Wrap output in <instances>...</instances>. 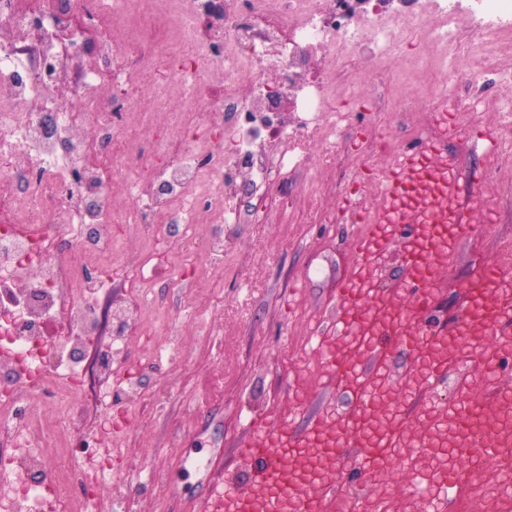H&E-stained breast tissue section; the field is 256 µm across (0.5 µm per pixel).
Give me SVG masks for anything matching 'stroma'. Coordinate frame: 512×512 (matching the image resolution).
Returning <instances> with one entry per match:
<instances>
[{
	"label": "stroma",
	"mask_w": 512,
	"mask_h": 512,
	"mask_svg": "<svg viewBox=\"0 0 512 512\" xmlns=\"http://www.w3.org/2000/svg\"><path fill=\"white\" fill-rule=\"evenodd\" d=\"M439 82L415 72L405 100L408 112L422 119L425 135L447 144L449 162L487 170L464 131L498 126L512 103V83L482 81L464 91L449 90L447 109L438 112L419 91ZM340 109L345 133L336 155L325 165L322 147H312L306 174L288 181L296 200L307 180L320 183L325 193L319 206L327 213L336 211L343 189L363 164L387 169L391 145L408 146L415 137L403 118L384 121L379 98L355 96ZM490 197V223L451 246L448 267L435 280L432 313L452 333L478 262L489 257L512 265V174ZM350 235L349 225L321 219L240 224L234 230L236 259L221 268L169 243V257L159 263L155 300L177 315L176 330L167 340L141 328L130 338L128 356L145 374V406L122 433L127 451L112 465L97 512H114L113 494L124 484L131 490L122 512H195L200 475L185 469V458H208L213 472L231 476L239 466L237 450L250 437L244 427L248 416L279 411L298 432L307 417L330 408L346 412L350 394L333 388L325 361L314 359L304 343L311 336L337 339L329 331L330 314L337 281L354 267ZM189 306L199 308V315L181 319ZM165 341L179 353L175 366L152 362L154 348ZM297 376L307 379L309 390H285V378ZM145 464L159 472L160 481L143 489L136 473Z\"/></svg>",
	"instance_id": "35a3bbf8"
}]
</instances>
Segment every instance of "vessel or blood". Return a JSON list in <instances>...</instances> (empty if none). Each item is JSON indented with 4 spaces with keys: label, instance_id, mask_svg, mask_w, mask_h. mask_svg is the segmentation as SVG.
<instances>
[{
    "label": "vessel or blood",
    "instance_id": "vessel-or-blood-1",
    "mask_svg": "<svg viewBox=\"0 0 512 512\" xmlns=\"http://www.w3.org/2000/svg\"><path fill=\"white\" fill-rule=\"evenodd\" d=\"M470 138L487 159H495L501 145L496 130L476 127ZM483 182L469 167H449L446 155L432 141L402 151L391 166L367 170L348 192L342 217L362 225L353 241L359 271L371 270L383 252L399 250L404 271L402 287L412 289L411 305L389 304L382 292H368L352 283L336 286V327L343 343L329 344L320 337L309 341L311 355L324 357L336 387L354 399L342 429L311 417L306 435L279 429L274 443L248 440L237 450L241 472L235 512H386L375 495L376 474L385 472L387 459L404 462L407 470L404 497L412 512H424L429 493L427 477L418 467L420 454L430 448L429 422L404 416L386 429L380 443L368 440L365 429L372 421L367 401L368 381L355 371L356 364L373 367L397 355L425 359L428 371L420 381L424 391L453 381L455 394L447 401L454 426L462 438V464L448 470L445 485L461 498L467 512H480L484 496L475 473L476 463L494 460L512 466V432L497 426L502 410L497 379L477 380L461 370L452 353L459 337L449 335L444 324L428 318L435 270L446 267L451 243L479 230L489 204ZM512 278V268L495 259L483 260L467 290L460 322L470 337L512 334V300L500 292ZM356 454L363 478L360 492L340 493L343 466ZM199 512H224V495L210 475L201 479Z\"/></svg>",
    "mask_w": 512,
    "mask_h": 512
}]
</instances>
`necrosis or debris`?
Segmentation results:
<instances>
[{"instance_id":"necrosis-or-debris-1","label":"necrosis or debris","mask_w":512,"mask_h":512,"mask_svg":"<svg viewBox=\"0 0 512 512\" xmlns=\"http://www.w3.org/2000/svg\"><path fill=\"white\" fill-rule=\"evenodd\" d=\"M207 4L0 0V512H93L111 462L97 436L73 434L75 409L106 392L142 410L127 340L173 323L151 298L156 237L132 253L114 225L163 216L165 237L189 245L207 218L194 244L222 265L234 254L227 227L245 221L234 184L246 177L258 218L280 223L271 195L305 172L311 145L335 154L336 102L353 76L382 75L398 112L403 84L386 64L405 44L422 43L413 66L452 87L512 68V0H367L358 12L350 0H224L203 42ZM161 65L188 111L169 110ZM143 90L154 111L141 110ZM116 256L129 272L124 304Z\"/></svg>"}]
</instances>
